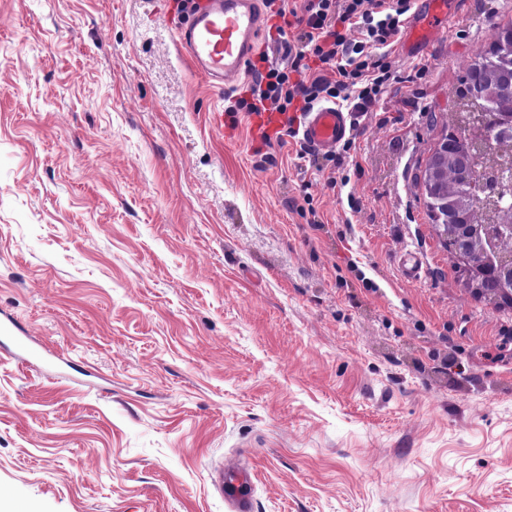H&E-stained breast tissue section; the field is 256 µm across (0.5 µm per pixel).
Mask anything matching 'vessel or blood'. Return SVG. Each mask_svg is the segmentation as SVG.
<instances>
[{"label": "vessel or blood", "mask_w": 512, "mask_h": 512, "mask_svg": "<svg viewBox=\"0 0 512 512\" xmlns=\"http://www.w3.org/2000/svg\"><path fill=\"white\" fill-rule=\"evenodd\" d=\"M180 16L178 43L195 69L212 88L222 91L240 80L253 65L256 43L264 26L263 0H193ZM456 0H418V7L402 37L406 54L425 49L431 36L446 28ZM354 116L333 105L306 114L299 127L300 141L312 152L326 155L352 131ZM214 486L230 512H253L249 475L240 469L218 471Z\"/></svg>", "instance_id": "obj_1"}]
</instances>
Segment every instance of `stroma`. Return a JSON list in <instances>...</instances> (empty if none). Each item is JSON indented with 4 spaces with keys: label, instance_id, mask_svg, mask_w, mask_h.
<instances>
[{
    "label": "stroma",
    "instance_id": "stroma-1",
    "mask_svg": "<svg viewBox=\"0 0 512 512\" xmlns=\"http://www.w3.org/2000/svg\"><path fill=\"white\" fill-rule=\"evenodd\" d=\"M510 24L457 0L393 47L331 186L170 0H0V317L69 359L0 347V512H228L220 464L255 512H512V305L463 287L420 180ZM455 4L456 0H418V7L402 37L407 55L423 51L431 36L448 26ZM214 486L231 512H253V498L249 475L240 469L220 470L215 474Z\"/></svg>",
    "mask_w": 512,
    "mask_h": 512
}]
</instances>
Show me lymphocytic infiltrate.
<instances>
[{"label": "lymphocytic infiltrate", "mask_w": 512, "mask_h": 512, "mask_svg": "<svg viewBox=\"0 0 512 512\" xmlns=\"http://www.w3.org/2000/svg\"><path fill=\"white\" fill-rule=\"evenodd\" d=\"M269 16L293 19L294 42L284 44L280 61L258 75L236 109L249 113H290L285 135L296 137V122L315 104L331 102L366 112L385 93L393 74L387 49L394 42L411 0H265ZM360 40L347 36L348 30Z\"/></svg>", "instance_id": "lymphocytic-infiltrate-1"}]
</instances>
